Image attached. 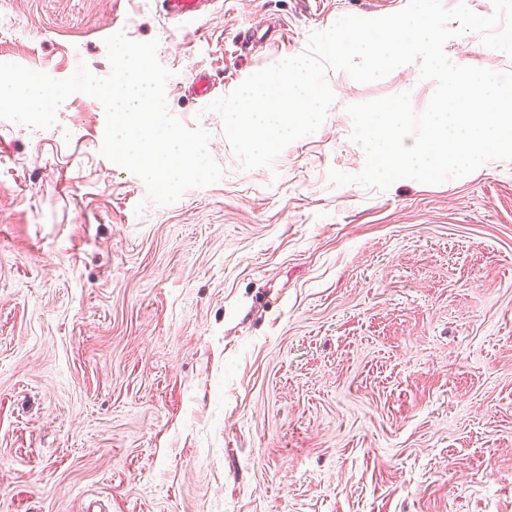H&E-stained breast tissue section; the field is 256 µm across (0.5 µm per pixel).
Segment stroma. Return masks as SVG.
<instances>
[{
  "instance_id": "obj_1",
  "label": "stroma",
  "mask_w": 512,
  "mask_h": 512,
  "mask_svg": "<svg viewBox=\"0 0 512 512\" xmlns=\"http://www.w3.org/2000/svg\"><path fill=\"white\" fill-rule=\"evenodd\" d=\"M376 2L211 0L186 24L161 0H0V62L56 79L107 75L117 31L158 39L170 113L224 170L160 206L100 154L97 99L0 119V512H512V162L330 180L365 163L348 105L426 108L416 63L329 72L325 121L269 168L208 108ZM445 52L512 71L475 34Z\"/></svg>"
}]
</instances>
